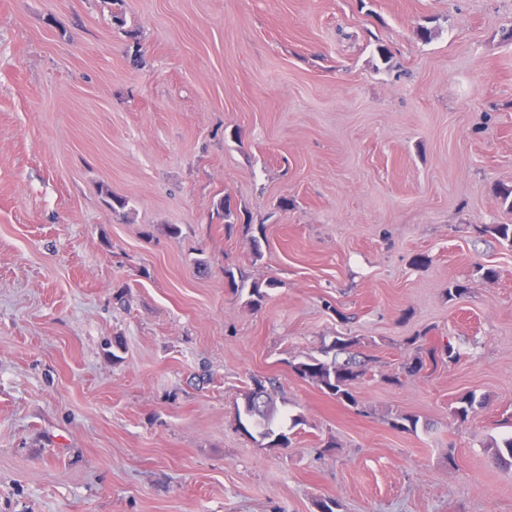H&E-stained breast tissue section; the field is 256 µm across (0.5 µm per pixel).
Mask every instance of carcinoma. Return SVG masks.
Instances as JSON below:
<instances>
[{
    "label": "carcinoma",
    "mask_w": 512,
    "mask_h": 512,
    "mask_svg": "<svg viewBox=\"0 0 512 512\" xmlns=\"http://www.w3.org/2000/svg\"><path fill=\"white\" fill-rule=\"evenodd\" d=\"M355 344L352 337L342 336L336 338L335 347L339 353L346 357L338 361H323L310 358L303 362L292 364V369L297 376L314 383L324 393L336 398V400L356 404L353 388L356 382L365 374L364 362L357 356L348 353L350 347ZM260 392L252 389L243 392V409L245 421L240 423L244 432H249V427L259 429L262 438L269 440V444L277 448L288 447V435L283 432H275L272 428L274 414V398L272 392L263 383H258Z\"/></svg>",
    "instance_id": "obj_1"
}]
</instances>
